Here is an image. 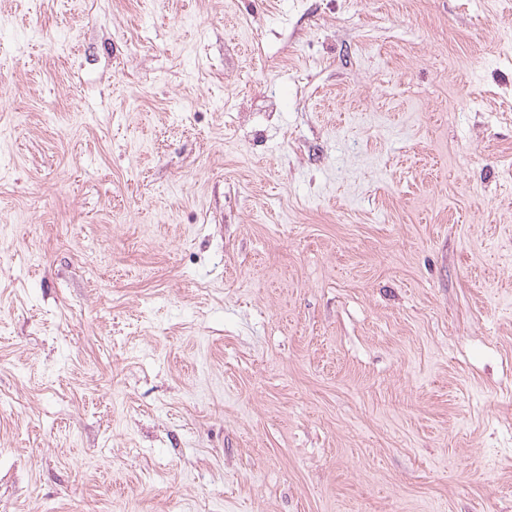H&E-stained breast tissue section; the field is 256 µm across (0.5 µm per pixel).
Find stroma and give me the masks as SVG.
Segmentation results:
<instances>
[{
	"mask_svg": "<svg viewBox=\"0 0 512 512\" xmlns=\"http://www.w3.org/2000/svg\"><path fill=\"white\" fill-rule=\"evenodd\" d=\"M0 512H512V0H0Z\"/></svg>",
	"mask_w": 512,
	"mask_h": 512,
	"instance_id": "1",
	"label": "stroma"
}]
</instances>
